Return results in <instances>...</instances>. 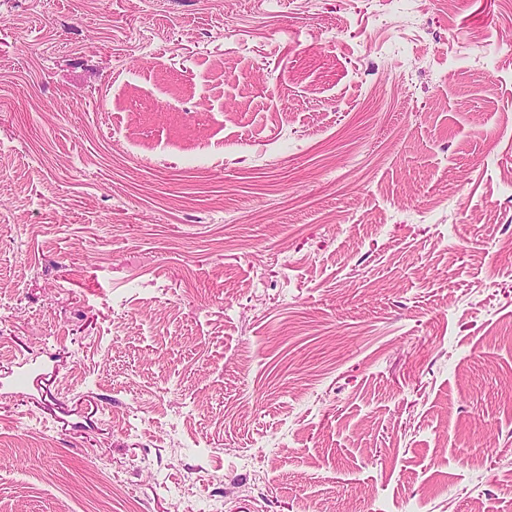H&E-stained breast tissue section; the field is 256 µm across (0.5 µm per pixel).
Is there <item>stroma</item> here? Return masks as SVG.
<instances>
[{
    "mask_svg": "<svg viewBox=\"0 0 512 512\" xmlns=\"http://www.w3.org/2000/svg\"><path fill=\"white\" fill-rule=\"evenodd\" d=\"M508 40L0 0V512H512Z\"/></svg>",
    "mask_w": 512,
    "mask_h": 512,
    "instance_id": "1",
    "label": "stroma"
}]
</instances>
